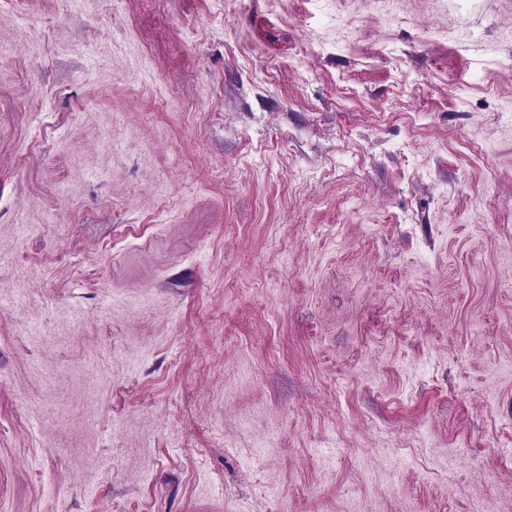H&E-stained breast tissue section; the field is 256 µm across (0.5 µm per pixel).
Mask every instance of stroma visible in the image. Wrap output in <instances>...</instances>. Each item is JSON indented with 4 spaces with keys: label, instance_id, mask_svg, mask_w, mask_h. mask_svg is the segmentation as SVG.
Masks as SVG:
<instances>
[{
    "label": "stroma",
    "instance_id": "35a3bbf8",
    "mask_svg": "<svg viewBox=\"0 0 512 512\" xmlns=\"http://www.w3.org/2000/svg\"><path fill=\"white\" fill-rule=\"evenodd\" d=\"M0 512H512V0H0Z\"/></svg>",
    "mask_w": 512,
    "mask_h": 512
}]
</instances>
